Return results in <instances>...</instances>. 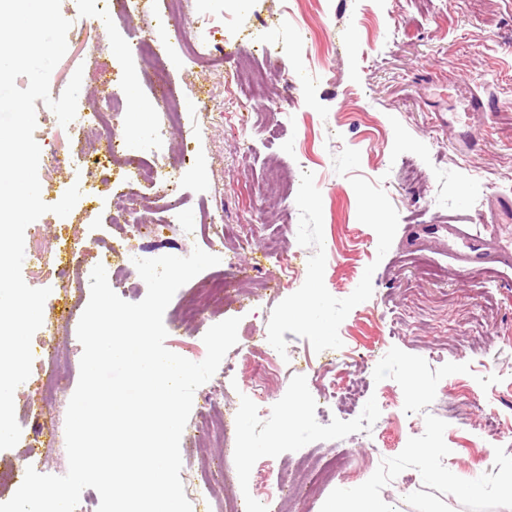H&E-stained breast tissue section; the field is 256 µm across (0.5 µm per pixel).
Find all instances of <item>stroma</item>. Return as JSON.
Returning <instances> with one entry per match:
<instances>
[{"label": "stroma", "instance_id": "obj_1", "mask_svg": "<svg viewBox=\"0 0 512 512\" xmlns=\"http://www.w3.org/2000/svg\"><path fill=\"white\" fill-rule=\"evenodd\" d=\"M165 4L150 0L148 11L120 22L104 0H61L71 29L50 85L65 89L82 70L80 100L123 98L114 128L139 143L152 140L164 110L152 96L153 70L184 92L179 120L151 160L163 171L175 157L186 162L179 222L128 237L130 246L158 256L211 251L208 236L187 238L180 227L206 223L219 208L225 223L238 227L225 239L220 263L183 285L164 313L165 345L173 352L203 349L212 325L240 320L237 344L194 394L180 442L182 460L197 467L222 461L223 449L200 447L189 433L205 397L215 412L231 414L234 480L198 502L199 512H224L229 497L243 512H278L277 504L260 509L251 501L261 469L273 480L306 458L343 457L330 486L353 488L398 455L423 433L425 414L404 413L396 381L373 379L394 346L433 369L469 364V373L440 381L426 414L448 424L443 463L451 472L464 479L497 473L495 442L484 425L494 418L512 428V265L464 264L449 256L444 234L417 240L410 230L465 224L480 231L488 252L512 249V224L490 210L493 198H512V0H185L182 18L197 40L220 44L236 35L237 54L214 60L207 78H199L198 60L172 32L156 61L124 59L126 77L113 79V61L163 18ZM267 56L281 62L289 95L274 88L266 101L230 96L226 80ZM466 88L495 108L469 124L480 147L464 157L453 148L460 126L450 111ZM35 106L41 198L56 204L76 185L83 211L78 224L48 212L35 225L45 260L54 257L60 224L79 244L83 263L71 274V294L82 309L102 241L112 234L110 199L121 186L91 187L71 171H51V153L72 142L68 128L46 120L43 101ZM187 130L194 133L188 141ZM215 278L238 279L247 293L265 279L279 288L221 310L201 307L195 321L180 323L184 301L201 298ZM313 293L332 320L320 335L294 315ZM59 315L43 309L31 374L14 395L21 437L0 450L1 471L23 457L43 474L68 469L65 444L28 445L35 423L55 432L79 379L77 323ZM253 336L265 337L279 362L261 402L253 396L258 365L247 355ZM50 352L53 370L43 362ZM347 361L356 364L364 397L353 406L323 401ZM493 374L499 383L482 389L478 377ZM295 404L299 420L286 424L283 413ZM381 496L396 512H466L454 496L424 486L414 469Z\"/></svg>", "mask_w": 512, "mask_h": 512}]
</instances>
